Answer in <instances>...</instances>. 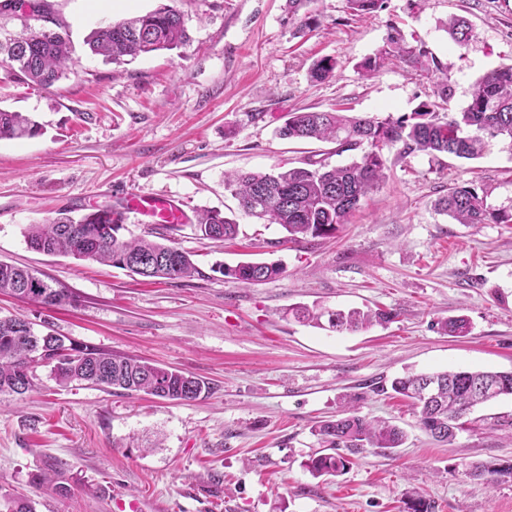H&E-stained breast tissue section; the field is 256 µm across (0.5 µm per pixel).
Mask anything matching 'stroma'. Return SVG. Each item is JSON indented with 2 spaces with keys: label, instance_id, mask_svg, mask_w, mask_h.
Segmentation results:
<instances>
[{
  "label": "stroma",
  "instance_id": "35a3bbf8",
  "mask_svg": "<svg viewBox=\"0 0 512 512\" xmlns=\"http://www.w3.org/2000/svg\"><path fill=\"white\" fill-rule=\"evenodd\" d=\"M74 44L73 74L43 89L0 61V108L32 117L31 138L0 140V262L26 266L74 301L48 307L0 294V315L42 334L134 356L208 382L205 396L162 400L87 383L57 386L48 367L18 398L0 394V499L32 498L36 512H512V396L477 406L452 443L434 440L411 402L390 388L405 372L512 370V224H457L435 203L475 185L512 210V148L490 140L482 157L384 149V178L334 235L288 243L279 225L241 212L228 173L303 167L334 143L280 138L289 113L346 108L384 118L413 112L436 81L388 65L363 78L392 27L424 46L448 75V108L474 82L512 62V0H386L353 15L346 0H307L320 24L295 34L288 0H174L190 44L108 64L85 44L100 26L154 10L158 0H48ZM467 21L469 40L449 37ZM332 78L311 82L321 58ZM157 193L189 214L217 209L238 237L214 242L196 224L171 233L196 272L145 281L129 271L29 247L27 225L63 209L81 216L110 198ZM241 261L281 264L254 285L224 278ZM297 305L386 309L395 319L352 333L295 321ZM467 317L452 336L441 321ZM402 428L400 448H367L336 477L306 464L313 428L344 404ZM69 466L68 494L34 488L46 461ZM491 475L471 476L473 466Z\"/></svg>",
  "mask_w": 512,
  "mask_h": 512
}]
</instances>
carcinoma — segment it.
Wrapping results in <instances>:
<instances>
[{"mask_svg":"<svg viewBox=\"0 0 512 512\" xmlns=\"http://www.w3.org/2000/svg\"><path fill=\"white\" fill-rule=\"evenodd\" d=\"M307 2L288 0L290 12L298 17L299 32L318 25V19L310 13L298 16ZM346 2L355 15L371 14L385 7V0ZM36 5L33 10L26 0H0V13L47 20L50 10L46 0H36ZM188 40L181 14L174 6L162 3L145 15L93 31L86 43L93 54L120 63L125 56L173 50ZM0 58L21 78L42 88L72 72L74 63L69 34L59 23L53 29L27 26L19 34L0 38ZM389 62L411 67L430 78L442 74L433 96L410 114L396 119L390 115L384 119L349 117L339 109L290 113L279 130L281 137L332 142L338 155L356 150L361 154L343 165L224 175V188L234 193L244 213L279 225L287 232L288 242L326 237L347 222L360 201L383 178L385 148L399 144L403 154L446 153L467 160L481 157L490 139L499 138L512 148V63L501 64L480 76L473 85L468 106L450 113L443 65L425 49L406 45L395 27L384 47L361 62L359 70L369 76ZM336 66L335 60L322 58L313 64L310 77L323 81ZM37 130L36 122L22 113L0 109V140L33 136ZM438 207L459 224H512V212L493 208L485 191L473 185L448 189ZM112 213V209L104 207L78 219L57 216L42 224L27 225L24 236L34 250L111 265L143 278L181 280L196 272L190 255L171 245L146 237L124 240L117 236L123 217ZM197 226L204 238L225 242L237 236L239 224L218 210H203L197 214ZM282 272L276 262H241L224 267L225 277L244 284L260 283ZM0 292L45 306H63L73 301L71 294L53 287L33 271L2 262ZM292 314L298 321L315 327L321 326L325 317L329 327L338 332H355L391 317V313L383 311H322L301 306L292 309ZM39 363L51 366V374L60 385L88 382L121 389L128 395L146 392L179 401L195 400L208 390L203 380L175 368L88 346H67L58 336L32 332L26 321L0 317V393L23 395L31 390L33 370ZM430 377L436 384L432 397L423 394L422 377L416 374L393 379L391 389L412 400L419 409L421 428L439 441L455 437L459 420L467 411L512 395L511 371H444ZM479 383L485 388H476ZM314 433L323 446L308 463V469L316 476L345 471L350 461L342 454L344 450L353 453L367 447L398 448L405 439L398 426L354 413L322 421L314 427ZM32 483L39 488L49 485L60 495L70 491L67 470L57 462L35 474Z\"/></svg>","mask_w":512,"mask_h":512,"instance_id":"cac0c4a2","label":"carcinoma"}]
</instances>
